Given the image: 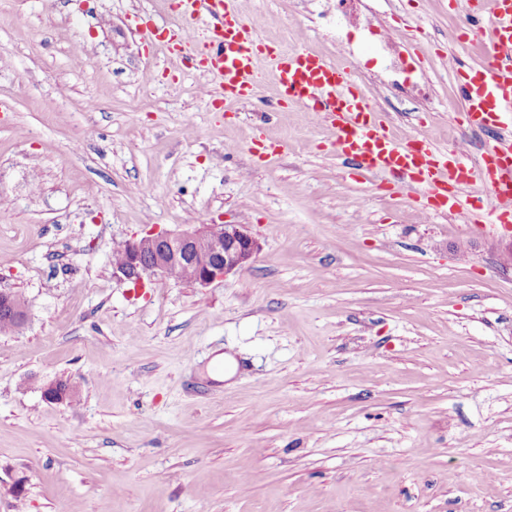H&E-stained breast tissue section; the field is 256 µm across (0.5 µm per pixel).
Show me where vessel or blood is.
<instances>
[{
  "label": "vessel or blood",
  "mask_w": 512,
  "mask_h": 512,
  "mask_svg": "<svg viewBox=\"0 0 512 512\" xmlns=\"http://www.w3.org/2000/svg\"><path fill=\"white\" fill-rule=\"evenodd\" d=\"M471 22L463 38L487 46L486 61L459 67L461 113L471 128L497 132L477 162L468 149L440 152L389 134L350 68L303 51L278 53L240 20L235 0H178L172 47L183 72L210 77L215 100L249 102L260 56L275 65L279 106L313 112L333 133L337 156L364 174H387L397 192L415 196L427 216L455 215L469 224L512 222V0H464Z\"/></svg>",
  "instance_id": "obj_1"
}]
</instances>
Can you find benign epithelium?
<instances>
[{
    "label": "benign epithelium",
    "mask_w": 512,
    "mask_h": 512,
    "mask_svg": "<svg viewBox=\"0 0 512 512\" xmlns=\"http://www.w3.org/2000/svg\"><path fill=\"white\" fill-rule=\"evenodd\" d=\"M125 254L114 264L115 272L135 286L154 276H169L177 265L193 271L192 282L207 285L248 267L261 250V244L242 224H188L172 232L154 228L124 240ZM25 301L0 292V315L14 320L20 328L25 320ZM74 386L58 380L43 389L44 398L62 402L71 398Z\"/></svg>",
    "instance_id": "obj_1"
}]
</instances>
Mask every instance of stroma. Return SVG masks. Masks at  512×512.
<instances>
[{"mask_svg": "<svg viewBox=\"0 0 512 512\" xmlns=\"http://www.w3.org/2000/svg\"><path fill=\"white\" fill-rule=\"evenodd\" d=\"M237 8L281 50L362 58L394 137L492 142L457 114L450 62L485 53L448 0H359L339 35L336 0ZM173 19L0 0V290L28 312L0 333V512H512V230L425 219L344 165L313 113L276 107L268 59L256 99L214 109L143 34ZM395 24L421 33L396 46L414 90L377 49ZM198 217L247 225L252 264L115 274L117 242ZM59 378L75 396L47 401Z\"/></svg>", "mask_w": 512, "mask_h": 512, "instance_id": "obj_1", "label": "stroma"}]
</instances>
